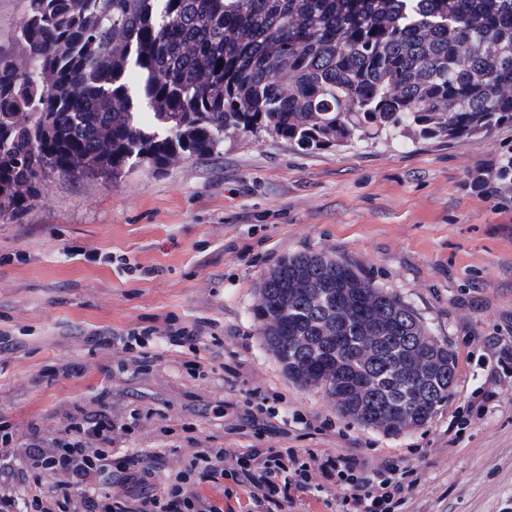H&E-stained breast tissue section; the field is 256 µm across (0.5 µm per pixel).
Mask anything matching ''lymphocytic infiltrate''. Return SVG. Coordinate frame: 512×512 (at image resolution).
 I'll return each instance as SVG.
<instances>
[{"instance_id": "f902f5d3", "label": "lymphocytic infiltrate", "mask_w": 512, "mask_h": 512, "mask_svg": "<svg viewBox=\"0 0 512 512\" xmlns=\"http://www.w3.org/2000/svg\"><path fill=\"white\" fill-rule=\"evenodd\" d=\"M512 184V154H502L473 171L470 188L479 197L497 195ZM201 327L180 324L168 316L163 327L145 326L123 336L92 334L99 347L131 353L134 369L154 362L156 342L195 346ZM108 392L98 407L66 413L52 434L31 427L17 439L11 424L0 420V512H224L200 496L192 474L226 478L247 486L260 512H289L306 495H324L335 512H399L414 487V471L391 460L372 462L349 451L331 454L319 448H245L225 464L223 451L201 448L176 470L161 471V454L127 448L128 437L150 421L153 409L133 408L113 417ZM140 490L132 499L110 493L113 481ZM344 488L333 497V487Z\"/></svg>"}]
</instances>
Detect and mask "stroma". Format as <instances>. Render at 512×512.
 <instances>
[{
    "label": "stroma",
    "mask_w": 512,
    "mask_h": 512,
    "mask_svg": "<svg viewBox=\"0 0 512 512\" xmlns=\"http://www.w3.org/2000/svg\"><path fill=\"white\" fill-rule=\"evenodd\" d=\"M512 152V127L493 139L358 142L301 153L229 134L220 153L114 183L48 178L15 220L0 219V419L16 437L51 431L65 409L93 408L109 391L113 414L150 408L152 425L127 442L163 452L170 468L206 448L357 450L397 461L418 482L403 512H512V195L484 200L472 172ZM78 248L126 255L142 267L69 258ZM323 251L409 305L456 356L451 395L423 426L399 433L340 414L323 390L292 382L254 315L258 287L285 257ZM175 314L221 340L202 372L169 351L134 371L118 349L86 343ZM78 364L76 377L47 370ZM260 385L278 415L245 426ZM491 390L478 415L472 394ZM463 427L451 424L453 413ZM299 414L307 425L282 419ZM329 431H320L321 422Z\"/></svg>",
    "instance_id": "1"
}]
</instances>
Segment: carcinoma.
<instances>
[{"label": "carcinoma", "mask_w": 512, "mask_h": 512, "mask_svg": "<svg viewBox=\"0 0 512 512\" xmlns=\"http://www.w3.org/2000/svg\"><path fill=\"white\" fill-rule=\"evenodd\" d=\"M0 35V218L50 174L113 181L224 147L314 152L512 125V0H20ZM288 376L359 425L418 427L456 358L415 311L324 252L284 258L254 310ZM435 366L411 386L414 359Z\"/></svg>", "instance_id": "carcinoma-1"}]
</instances>
